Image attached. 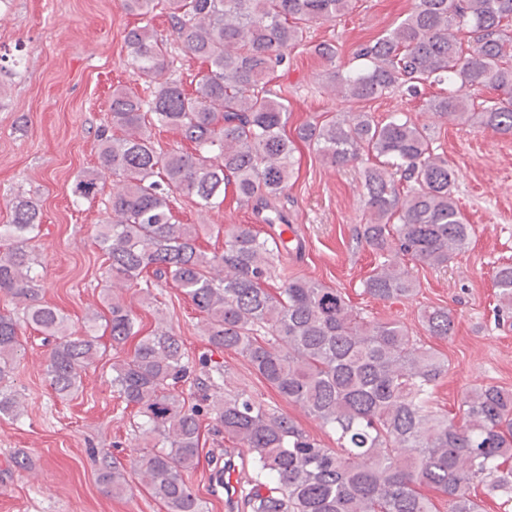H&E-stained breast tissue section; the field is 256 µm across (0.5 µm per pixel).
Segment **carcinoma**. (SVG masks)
<instances>
[{"mask_svg": "<svg viewBox=\"0 0 512 512\" xmlns=\"http://www.w3.org/2000/svg\"><path fill=\"white\" fill-rule=\"evenodd\" d=\"M146 17L165 11L171 35L201 61L194 90L165 77L173 65L166 40L149 25L125 35L129 65L155 83L149 100L132 89L112 90V130L98 135V164L112 175L97 235L107 256L106 278L137 288L172 283L200 316L210 346L234 351L281 397L303 406L336 434L325 448L288 416L245 390L224 391V369L189 361L170 328L142 335L125 300L107 295L105 330L112 347L134 342L112 363L110 384L136 410L137 440L146 451L133 462L140 485L167 512H204L185 473L200 459L201 417L216 436L247 449L253 475L242 490L246 512H437L429 489L448 512H483L470 495L482 485L512 503V389L474 385L462 400V423L435 407L448 360L400 320L362 316L338 288L290 278L272 288L279 251L250 224L217 227L224 252L198 244L195 224H178L177 196L201 210L238 198L270 211L266 224L286 222L272 206L294 176L295 141L333 167L365 165L364 210L358 236L379 263L363 292L380 300L408 299L418 266L444 268L468 248L474 228L455 201L456 172L435 153L428 127L407 114L376 122L366 112L306 122L288 137V105L269 88L272 76L314 24L342 14L348 0H124ZM316 54L329 65V84L348 100L399 92L422 111L512 137V0H416L395 27L361 46L354 64L336 66V46ZM497 95L475 102L471 91ZM174 131L183 144L165 147L154 131ZM97 177L78 181L74 194L95 196ZM11 222L0 224V294L22 306L18 319L0 313V416L19 415L7 385L21 354L19 333L31 328L52 341L46 374L67 397L100 350L95 326L77 334L43 301L36 272L40 214L17 196ZM498 310L512 312V262L494 270ZM419 321L430 336L454 335L455 316L428 306ZM202 375L195 374L196 369ZM98 483L120 497L127 472L104 462Z\"/></svg>", "mask_w": 512, "mask_h": 512, "instance_id": "1", "label": "carcinoma"}]
</instances>
